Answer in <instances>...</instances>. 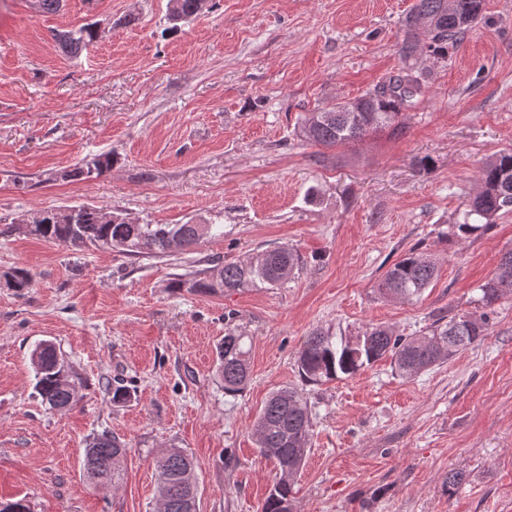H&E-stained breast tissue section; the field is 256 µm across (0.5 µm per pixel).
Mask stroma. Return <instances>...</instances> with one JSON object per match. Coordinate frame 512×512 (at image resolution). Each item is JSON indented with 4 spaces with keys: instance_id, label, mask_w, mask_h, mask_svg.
I'll list each match as a JSON object with an SVG mask.
<instances>
[{
    "instance_id": "35a3bbf8",
    "label": "stroma",
    "mask_w": 512,
    "mask_h": 512,
    "mask_svg": "<svg viewBox=\"0 0 512 512\" xmlns=\"http://www.w3.org/2000/svg\"><path fill=\"white\" fill-rule=\"evenodd\" d=\"M415 0H209L171 29L169 0H0V497L32 512H155V460L184 449L199 512H261L276 467L252 422L299 388L314 414L294 512H512V291L483 341L411 378L382 358L350 378L303 383L295 359L315 328L418 336L475 311L512 251V213L454 236L480 168L512 150V0L447 56L424 54V97L401 132L335 148L296 137L300 116L360 97L403 66ZM95 24L80 54L58 32ZM112 152L110 171L66 173ZM90 205L136 224L220 223L165 258L74 251L18 230L47 209ZM279 245L301 264L275 288L175 287L208 260ZM437 273L410 301L377 284L412 248ZM30 288L8 284L16 269ZM251 340L248 387L225 395L215 347ZM51 341L79 394L69 411L35 395L30 356ZM134 393L112 403L114 378ZM129 446L117 489L83 469L89 438ZM462 473L457 487L449 473Z\"/></svg>"
}]
</instances>
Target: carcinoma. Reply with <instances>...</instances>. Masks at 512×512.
Instances as JSON below:
<instances>
[{"label":"carcinoma","mask_w":512,"mask_h":512,"mask_svg":"<svg viewBox=\"0 0 512 512\" xmlns=\"http://www.w3.org/2000/svg\"><path fill=\"white\" fill-rule=\"evenodd\" d=\"M206 0H169L168 20L172 28L187 22L204 9ZM485 0H416L405 19L404 38L399 47L406 64L397 74L356 99L338 103L331 109L305 113L298 135L306 142L336 147L361 141L373 134L401 131L400 112L424 96L427 75L414 70L410 61L417 53L445 56L448 46L458 43L473 25L484 18ZM430 18L425 38L410 29L416 15ZM97 37L94 26L62 31L57 41L70 54L87 49ZM112 153L99 155L86 167L66 174L68 178H88L112 168ZM481 189L471 200L466 221L457 225L460 235H470L491 225L500 212L512 211V151L499 153L479 171ZM475 222H470V219ZM26 232L47 242L76 250L88 245L106 246L136 258H163L186 250L203 237L224 235L222 224H131L112 214L106 221L100 208L77 206L70 211L50 209L25 223ZM300 263L297 251L288 246L267 248L239 261L213 264L196 270L173 284L201 292L243 291L248 288H274L288 278ZM435 261L427 254L409 251L385 273L378 285L381 296L411 300L431 284ZM512 288V252L503 255L491 278L480 285L479 302L483 311L458 313L448 321L435 322L423 336H396L384 327H371L357 336H338L327 328H316L306 336L297 353L296 364L302 380L320 384L341 376L351 377L365 366L389 356L403 377H413L443 363L487 335L490 314L503 292ZM247 336L229 327L216 347V372L224 394L237 396L250 382ZM35 370V393L41 403L55 410H69L77 403L74 385L64 361L50 341L38 343L31 353ZM313 427V413L297 389L281 388L271 394L252 427L261 456L275 462L279 476L265 499L261 512H290L293 507L294 478L301 468ZM127 444L116 435L103 434L90 439L84 451L83 467L97 486H118L120 464ZM156 498L160 512H190L189 501L198 491L183 485L182 475L193 470L189 454L181 448H167L156 459Z\"/></svg>","instance_id":"obj_1"}]
</instances>
